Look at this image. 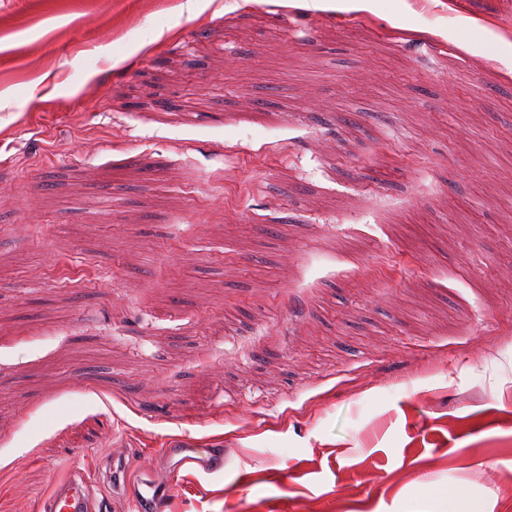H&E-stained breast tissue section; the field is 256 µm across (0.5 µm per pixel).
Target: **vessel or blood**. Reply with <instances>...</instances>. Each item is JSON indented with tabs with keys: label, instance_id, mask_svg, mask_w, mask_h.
I'll return each instance as SVG.
<instances>
[{
	"label": "vessel or blood",
	"instance_id": "b4317fda",
	"mask_svg": "<svg viewBox=\"0 0 512 512\" xmlns=\"http://www.w3.org/2000/svg\"><path fill=\"white\" fill-rule=\"evenodd\" d=\"M185 468L208 475L223 473L224 451L198 447L189 439L178 441L167 449L163 465L132 491L131 512H165L178 475ZM90 509L89 482L81 475L57 483L41 503L42 512H90Z\"/></svg>",
	"mask_w": 512,
	"mask_h": 512
}]
</instances>
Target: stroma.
I'll list each match as a JSON object with an SVG mask.
<instances>
[{
    "label": "stroma",
    "mask_w": 512,
    "mask_h": 512,
    "mask_svg": "<svg viewBox=\"0 0 512 512\" xmlns=\"http://www.w3.org/2000/svg\"><path fill=\"white\" fill-rule=\"evenodd\" d=\"M187 2L0 0V512H506L512 7ZM183 468L202 474L224 472V448H199L190 438L167 448L163 465L140 482L129 499L132 512H165L166 503ZM41 512H89L91 498L89 482L83 476H73L57 483L41 503Z\"/></svg>",
    "instance_id": "1"
}]
</instances>
